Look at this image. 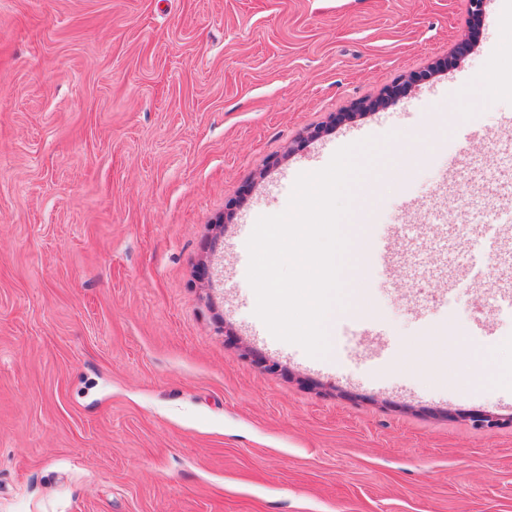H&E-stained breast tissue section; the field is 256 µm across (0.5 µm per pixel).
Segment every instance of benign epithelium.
<instances>
[{
  "label": "benign epithelium",
  "instance_id": "1",
  "mask_svg": "<svg viewBox=\"0 0 512 512\" xmlns=\"http://www.w3.org/2000/svg\"><path fill=\"white\" fill-rule=\"evenodd\" d=\"M486 3L487 0H466L467 24L470 25V31L454 44L447 57L430 64V66L423 70L411 72L400 81L384 87L382 92L374 99L359 100L352 103L345 112L331 113L330 124L337 126L355 118L361 112H373L383 108L407 93L412 87L427 81L429 78L454 65L472 49L476 41V34L487 17ZM470 419L474 425L480 428L494 429L503 425L512 426L511 416L503 418L486 412H475L470 414Z\"/></svg>",
  "mask_w": 512,
  "mask_h": 512
}]
</instances>
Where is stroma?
<instances>
[{"mask_svg":"<svg viewBox=\"0 0 512 512\" xmlns=\"http://www.w3.org/2000/svg\"><path fill=\"white\" fill-rule=\"evenodd\" d=\"M0 0V512H512V0ZM324 126L316 139L309 128ZM325 357L240 262L354 139ZM446 331L430 374L415 355ZM277 364L276 372L264 362ZM465 2L468 15L467 29L470 25V31H468L467 35L462 36L461 39L454 44L451 52L448 54V57L430 64L426 69L411 72L404 76L400 81L384 87L382 92L375 99L359 100L352 103L346 112L331 113V121L329 125L337 126L346 120L355 118L359 112H373L385 107L407 93V91L412 87L427 81L430 77L446 71L449 67L459 61L467 52H469L476 41V34L478 30L486 20L487 0H466Z\"/></svg>","mask_w":512,"mask_h":512,"instance_id":"stroma-1","label":"stroma"}]
</instances>
